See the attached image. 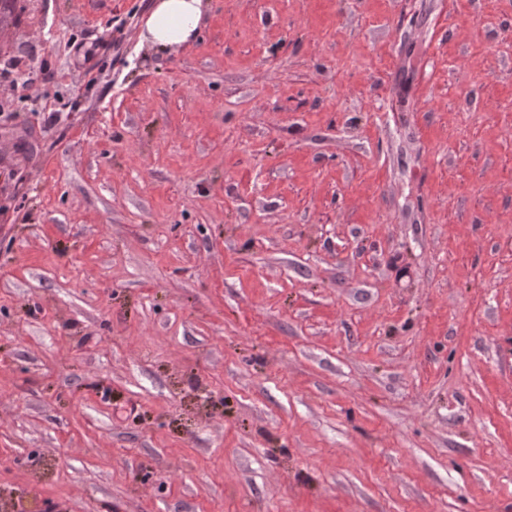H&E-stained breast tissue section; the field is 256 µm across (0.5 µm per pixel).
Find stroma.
<instances>
[{"instance_id": "stroma-1", "label": "stroma", "mask_w": 512, "mask_h": 512, "mask_svg": "<svg viewBox=\"0 0 512 512\" xmlns=\"http://www.w3.org/2000/svg\"><path fill=\"white\" fill-rule=\"evenodd\" d=\"M153 2L0 26V512H512V0ZM204 9L205 0H155L144 42L159 53L188 45L198 34ZM105 46V43L99 41L93 48H86L85 43L73 42L71 49L74 56L81 62L85 68L86 74H92L97 69V58L99 55V49Z\"/></svg>"}]
</instances>
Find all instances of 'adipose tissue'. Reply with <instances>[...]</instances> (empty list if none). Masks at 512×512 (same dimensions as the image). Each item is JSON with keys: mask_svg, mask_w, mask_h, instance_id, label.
<instances>
[{"mask_svg": "<svg viewBox=\"0 0 512 512\" xmlns=\"http://www.w3.org/2000/svg\"><path fill=\"white\" fill-rule=\"evenodd\" d=\"M204 9L205 0H155L146 21L145 42L159 53L188 45L198 34Z\"/></svg>", "mask_w": 512, "mask_h": 512, "instance_id": "1", "label": "adipose tissue"}]
</instances>
